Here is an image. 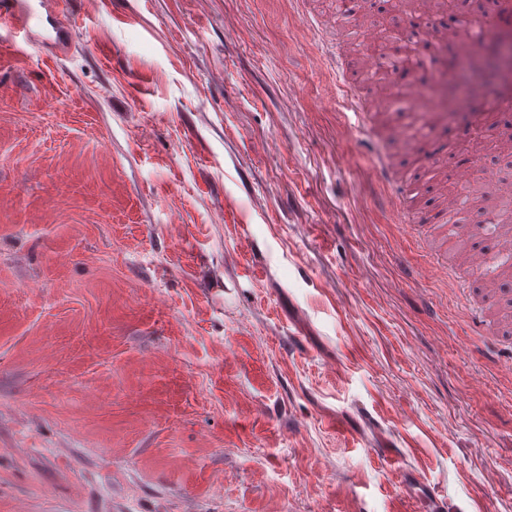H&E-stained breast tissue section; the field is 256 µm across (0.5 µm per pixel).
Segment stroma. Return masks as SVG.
Masks as SVG:
<instances>
[{
	"label": "stroma",
	"instance_id": "1",
	"mask_svg": "<svg viewBox=\"0 0 512 512\" xmlns=\"http://www.w3.org/2000/svg\"><path fill=\"white\" fill-rule=\"evenodd\" d=\"M30 2V39L0 16V512H424L403 468L512 512V344L373 166L426 211L454 159L512 180L471 153L501 79L459 99L452 42L408 111L342 88L325 42L360 55L399 0Z\"/></svg>",
	"mask_w": 512,
	"mask_h": 512
}]
</instances>
